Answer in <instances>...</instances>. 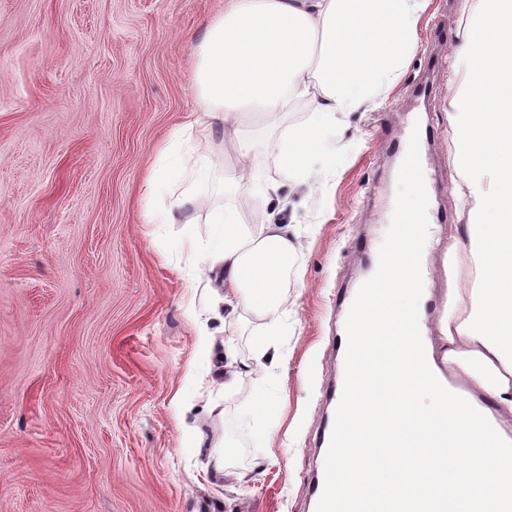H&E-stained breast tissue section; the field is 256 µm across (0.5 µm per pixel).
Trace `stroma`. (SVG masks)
Listing matches in <instances>:
<instances>
[{
    "instance_id": "stroma-1",
    "label": "stroma",
    "mask_w": 512,
    "mask_h": 512,
    "mask_svg": "<svg viewBox=\"0 0 512 512\" xmlns=\"http://www.w3.org/2000/svg\"><path fill=\"white\" fill-rule=\"evenodd\" d=\"M224 0H0V512H312L316 435L339 363L337 301L367 269L397 187L378 129L420 116L438 186L428 295L476 287L466 238L473 183L454 165L449 103L454 46L472 21L462 0H431L418 44L387 102L342 115L331 137L336 175L315 163L290 192L299 250L288 268V315L273 343L283 361L242 375L235 392L196 352V314L223 284L188 267L185 247L213 245L206 211L148 224L174 180L147 190L158 147L196 105V47ZM424 81L433 92L415 99ZM297 101L278 125L248 117V158L219 134L192 142L215 165L196 190L263 223L259 195L228 191L249 166L287 184L283 128L307 122ZM251 363L264 327L251 312L208 323ZM220 405L223 420L209 410ZM223 438L225 464L186 427Z\"/></svg>"
}]
</instances>
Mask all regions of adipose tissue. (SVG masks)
I'll use <instances>...</instances> for the list:
<instances>
[{
    "mask_svg": "<svg viewBox=\"0 0 512 512\" xmlns=\"http://www.w3.org/2000/svg\"><path fill=\"white\" fill-rule=\"evenodd\" d=\"M429 2L224 0L196 49L197 105L162 155L177 156L195 135L213 131L247 154L246 116L274 122L291 100L304 99L309 120L282 131L278 152L289 181L305 182L327 154L337 114L366 110L390 92ZM455 51L463 65L450 104L455 163L495 171L498 192L490 199L481 187L472 190L468 244L481 284L471 289L463 318L454 311L460 291L451 290L443 357L512 412V0H480ZM208 170L203 159L183 169L187 189L150 212L149 223L175 224L185 209L201 207L191 185ZM209 220L216 245L203 255L190 249V256H203L208 273L224 281L231 310L247 308L276 325L287 302L281 275L297 251L293 227L273 212L254 228L233 208L213 209Z\"/></svg>",
    "mask_w": 512,
    "mask_h": 512,
    "instance_id": "obj_1",
    "label": "adipose tissue"
}]
</instances>
